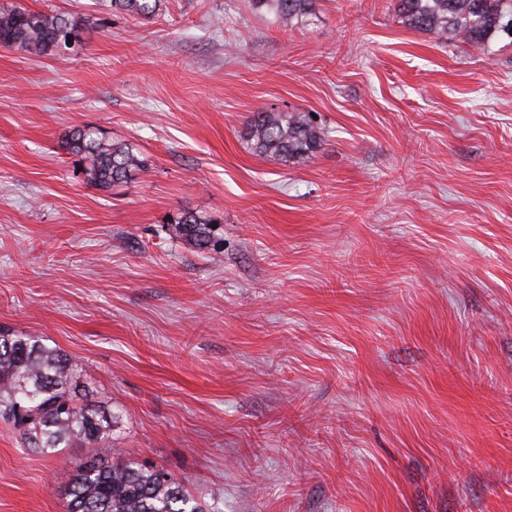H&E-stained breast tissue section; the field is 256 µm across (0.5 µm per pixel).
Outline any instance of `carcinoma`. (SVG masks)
<instances>
[{"mask_svg": "<svg viewBox=\"0 0 512 512\" xmlns=\"http://www.w3.org/2000/svg\"><path fill=\"white\" fill-rule=\"evenodd\" d=\"M159 0H113L128 15L148 17ZM257 12L287 27L311 15L316 0H251ZM409 27L443 40L464 39L487 51L512 44V0H397ZM82 18L23 7L0 9V44L34 56L59 52L76 42ZM248 141L261 154L288 163L312 153L321 137L306 112H257ZM65 149L79 157L86 183L108 190L145 169V160L126 143L88 127L72 129ZM216 220L182 212L169 234L197 249L215 246ZM0 420L20 431L28 453L51 456L58 448L112 441L115 416L78 396L77 368L63 351L37 336L0 334ZM67 512H206V508L165 469L114 458L91 459L63 483Z\"/></svg>", "mask_w": 512, "mask_h": 512, "instance_id": "carcinoma-1", "label": "carcinoma"}]
</instances>
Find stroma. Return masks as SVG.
Listing matches in <instances>:
<instances>
[{"label": "stroma", "mask_w": 512, "mask_h": 512, "mask_svg": "<svg viewBox=\"0 0 512 512\" xmlns=\"http://www.w3.org/2000/svg\"><path fill=\"white\" fill-rule=\"evenodd\" d=\"M87 18L86 46H0V332L37 336L112 410L110 449L24 452L0 422V512H66L64 473L162 466L222 512H512V45L319 0H0ZM323 142L255 152L258 112ZM90 127L144 173L102 190ZM221 221V253L170 218ZM257 12L272 14L279 26L288 27L296 20L312 15L316 0H251ZM247 130L248 141L260 154L285 163L309 155L321 140L306 112H258ZM65 149L79 157L86 183L102 190L126 182L146 167L145 159L131 145L113 142L88 127L72 129L65 140ZM169 234L173 239L181 240L200 250H215L218 241L214 224L215 219L197 212H181L170 220Z\"/></svg>", "instance_id": "obj_1"}]
</instances>
